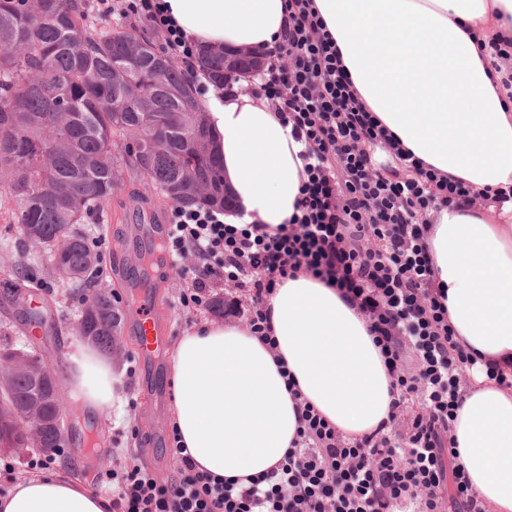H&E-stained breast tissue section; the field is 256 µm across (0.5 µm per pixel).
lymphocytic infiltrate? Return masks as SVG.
<instances>
[{"label": "lymphocytic infiltrate", "instance_id": "f902f5d3", "mask_svg": "<svg viewBox=\"0 0 512 512\" xmlns=\"http://www.w3.org/2000/svg\"><path fill=\"white\" fill-rule=\"evenodd\" d=\"M107 17L160 31L167 52L194 73L197 47L160 0H97ZM252 83L303 146L300 194L286 224H228L218 209L173 208L166 249L183 268L188 308H209L212 288L233 284L251 308L229 302L260 339L272 332L265 301L283 279L304 273L336 289L367 324L392 379L387 423L351 440L310 405L274 468L248 487L200 471L179 443L177 468L162 477L132 465L100 474L112 512H484L452 460L451 424L474 360L457 344L436 292L428 235L434 213L512 200V185L480 192L442 178L395 145L359 102L335 41L311 0H288V26Z\"/></svg>", "mask_w": 512, "mask_h": 512}]
</instances>
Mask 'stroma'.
I'll return each instance as SVG.
<instances>
[{"label": "stroma", "mask_w": 512, "mask_h": 512, "mask_svg": "<svg viewBox=\"0 0 512 512\" xmlns=\"http://www.w3.org/2000/svg\"><path fill=\"white\" fill-rule=\"evenodd\" d=\"M168 205L162 204L154 190L143 183L125 184L111 204L102 212L86 219L82 226L90 237L104 238L101 266L105 286L118 309H125L128 284L142 273L141 251L133 240L138 225L167 221ZM19 230L8 216L0 215V280L6 273H21L36 264H47V257H35L19 243ZM156 306L170 323L169 344H176L180 336L194 325L217 321L209 311H192L179 302L188 281L177 272L156 270L150 277ZM36 304L51 315L57 326L56 336L33 333L22 306L0 298V329L8 331L11 342L28 345L41 351L47 362L58 366L68 364V347L74 336L72 326L80 311L81 301L72 288L52 277H45L37 290ZM95 427L103 440L100 448L86 447L83 436L87 427ZM173 418L171 408H164L162 417L150 416L147 396L139 379H127L109 411L102 418L78 416L72 429L73 436L65 455L58 457L53 471L72 478L95 481L98 472L128 462H151L159 474H169L175 462L168 452Z\"/></svg>", "instance_id": "35a3bbf8"}]
</instances>
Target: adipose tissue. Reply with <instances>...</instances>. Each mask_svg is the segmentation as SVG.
Returning <instances> with one entry per match:
<instances>
[{
	"instance_id": "adipose-tissue-1",
	"label": "adipose tissue",
	"mask_w": 512,
	"mask_h": 512,
	"mask_svg": "<svg viewBox=\"0 0 512 512\" xmlns=\"http://www.w3.org/2000/svg\"><path fill=\"white\" fill-rule=\"evenodd\" d=\"M192 42L274 47L288 0H162ZM362 101L425 164L474 188L512 184V100L493 85L479 41L512 37V0H314ZM224 180L238 207L231 224L276 228L293 213L301 149L267 102L247 95L204 102ZM434 283L471 353L472 382L452 424L456 462L487 512H512V201L472 213L442 210L429 236ZM275 349L243 324L209 322L171 353L173 423L200 469L222 478L267 472L284 457L299 414L284 373L347 436L387 421L391 378L367 324L334 289L305 276L278 284ZM71 398L103 413L122 377L94 346L73 340ZM86 484L54 471L17 479L0 512H107Z\"/></svg>"
}]
</instances>
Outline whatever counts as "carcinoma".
Returning <instances> with one entry per match:
<instances>
[{
  "instance_id": "cac0c4a2",
  "label": "carcinoma",
  "mask_w": 512,
  "mask_h": 512,
  "mask_svg": "<svg viewBox=\"0 0 512 512\" xmlns=\"http://www.w3.org/2000/svg\"><path fill=\"white\" fill-rule=\"evenodd\" d=\"M0 0V187L20 244L49 258L60 280L87 286L100 258L77 229L104 210L130 180L164 202L175 191L193 206L224 208V179L205 113L188 109L195 89L178 62L148 48L127 26H96L87 0ZM198 67L224 79V54L203 52ZM175 119L162 141L157 123ZM137 140L138 152L122 140ZM95 311L73 327L111 349L122 315L94 291ZM31 376L12 378L0 405V431L14 430L10 408L35 399Z\"/></svg>"
}]
</instances>
